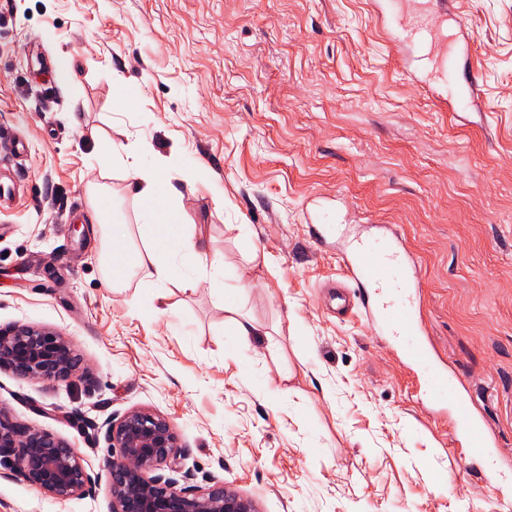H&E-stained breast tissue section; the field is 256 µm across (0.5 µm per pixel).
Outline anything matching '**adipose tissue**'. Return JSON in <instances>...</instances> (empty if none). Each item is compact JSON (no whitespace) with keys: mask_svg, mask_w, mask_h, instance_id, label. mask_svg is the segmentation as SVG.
I'll list each match as a JSON object with an SVG mask.
<instances>
[{"mask_svg":"<svg viewBox=\"0 0 512 512\" xmlns=\"http://www.w3.org/2000/svg\"><path fill=\"white\" fill-rule=\"evenodd\" d=\"M112 155L135 182L136 196L143 204L142 230L140 243L116 240L112 226L103 223L112 195L104 185L88 183V219L103 227L100 264L106 281L116 287L141 274L160 283L170 276L171 258L205 256L208 242L195 225L182 223L183 195L166 175L164 161L146 164L139 151L124 145L113 147Z\"/></svg>","mask_w":512,"mask_h":512,"instance_id":"1","label":"adipose tissue"}]
</instances>
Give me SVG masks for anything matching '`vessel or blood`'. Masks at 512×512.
<instances>
[{"mask_svg": "<svg viewBox=\"0 0 512 512\" xmlns=\"http://www.w3.org/2000/svg\"><path fill=\"white\" fill-rule=\"evenodd\" d=\"M372 4L388 35L387 47L399 64L415 59L423 49L441 75L448 62L441 45L451 44L458 51L469 42L465 0H424L417 6L407 0H372ZM442 104L455 112L481 111L477 76L467 73L459 95L446 96ZM337 259L371 325L394 342L402 364L416 374L417 388L441 415L460 424L462 446L473 455L491 454L497 442L477 416L472 397L457 393L446 364L434 360L431 344L424 338L421 308L410 295L419 285L418 265L401 235L388 224L366 225Z\"/></svg>", "mask_w": 512, "mask_h": 512, "instance_id": "obj_1", "label": "vessel or blood"}]
</instances>
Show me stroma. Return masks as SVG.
Returning a JSON list of instances; mask_svg holds the SVG:
<instances>
[{
	"label": "stroma",
	"instance_id": "obj_1",
	"mask_svg": "<svg viewBox=\"0 0 512 512\" xmlns=\"http://www.w3.org/2000/svg\"><path fill=\"white\" fill-rule=\"evenodd\" d=\"M488 126L401 75L368 0H0V328L69 336V383L0 368V412L79 448L89 494L45 497L0 459V512H109V422L174 424L195 486L258 512H500L453 427L384 337L321 287L342 280L309 217L395 225L420 266L429 339L512 474V0H467ZM129 106H119L121 96ZM80 126L68 119L71 106ZM199 164L184 223L211 243L188 276L111 287L87 219L103 176L139 239L113 145ZM263 337L224 322L223 267Z\"/></svg>",
	"mask_w": 512,
	"mask_h": 512
}]
</instances>
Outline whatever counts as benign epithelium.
I'll return each instance as SVG.
<instances>
[{
	"label": "benign epithelium",
	"instance_id": "1",
	"mask_svg": "<svg viewBox=\"0 0 512 512\" xmlns=\"http://www.w3.org/2000/svg\"><path fill=\"white\" fill-rule=\"evenodd\" d=\"M82 360L70 338L48 328L17 325L0 329V367L16 375L71 381ZM111 453L102 462L111 497L110 512H256L253 503L222 484L179 486L190 473L178 465L181 449L172 422L146 409H132L109 423ZM0 457L13 475L47 497L68 500L91 488L79 449L41 430L19 426L0 413ZM168 469L170 474L160 470Z\"/></svg>",
	"mask_w": 512,
	"mask_h": 512
}]
</instances>
